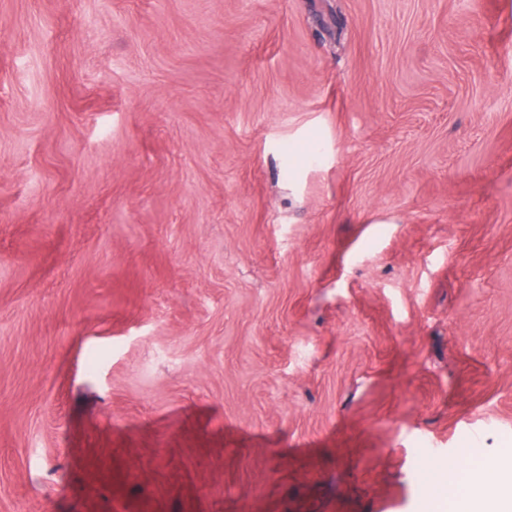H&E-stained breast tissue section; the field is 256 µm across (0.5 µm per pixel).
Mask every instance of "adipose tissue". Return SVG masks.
Instances as JSON below:
<instances>
[{"mask_svg":"<svg viewBox=\"0 0 512 512\" xmlns=\"http://www.w3.org/2000/svg\"><path fill=\"white\" fill-rule=\"evenodd\" d=\"M452 498L454 512H512V453L498 455L491 470L472 471L468 491Z\"/></svg>","mask_w":512,"mask_h":512,"instance_id":"1","label":"adipose tissue"}]
</instances>
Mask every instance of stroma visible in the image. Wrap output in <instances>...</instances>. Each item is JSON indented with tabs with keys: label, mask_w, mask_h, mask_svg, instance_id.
Masks as SVG:
<instances>
[{
	"label": "stroma",
	"mask_w": 512,
	"mask_h": 512,
	"mask_svg": "<svg viewBox=\"0 0 512 512\" xmlns=\"http://www.w3.org/2000/svg\"><path fill=\"white\" fill-rule=\"evenodd\" d=\"M0 41V512H435L418 454L512 450V0Z\"/></svg>",
	"instance_id": "1"
}]
</instances>
